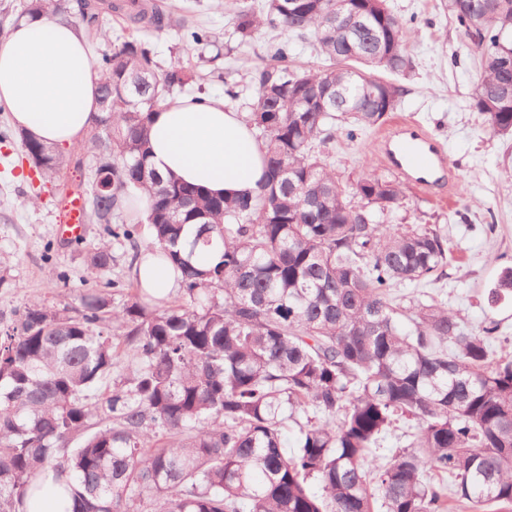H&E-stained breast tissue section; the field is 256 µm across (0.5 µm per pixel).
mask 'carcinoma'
<instances>
[{"label":"carcinoma","mask_w":512,"mask_h":512,"mask_svg":"<svg viewBox=\"0 0 512 512\" xmlns=\"http://www.w3.org/2000/svg\"><path fill=\"white\" fill-rule=\"evenodd\" d=\"M77 24L123 14L143 28L165 17L143 0H79ZM480 74L472 108L512 135V0H448ZM267 31L270 62L255 78L248 122L265 148L256 195L225 197L148 166L152 112L190 82L162 68L149 42L120 36L95 58L102 115L64 155L19 133L50 179L94 152L83 202L106 236L143 195L155 259L178 273L173 304L137 288L119 310L90 289L81 308L33 301L0 331V512H21L48 480L74 512H512V358L500 323L470 328L435 297L405 303L393 287L433 282L455 260L437 224H391L399 182L343 181L317 145L384 123L406 89L408 24L387 0H265L240 9L248 44ZM329 67L292 64L291 38ZM359 202H353V199ZM107 242L86 253L101 277ZM512 299V268L488 292ZM127 361L123 381L101 386ZM296 427L294 447L282 429ZM402 423L408 444L383 453Z\"/></svg>","instance_id":"1"}]
</instances>
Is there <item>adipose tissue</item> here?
Wrapping results in <instances>:
<instances>
[{"mask_svg": "<svg viewBox=\"0 0 512 512\" xmlns=\"http://www.w3.org/2000/svg\"><path fill=\"white\" fill-rule=\"evenodd\" d=\"M101 76L82 31L50 15L22 18L0 42V101L16 128L54 145L83 140L100 115ZM148 163L160 176L227 197L252 195L264 153L244 113L181 98L153 113Z\"/></svg>", "mask_w": 512, "mask_h": 512, "instance_id": "1", "label": "adipose tissue"}]
</instances>
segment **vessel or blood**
I'll return each instance as SVG.
<instances>
[{
  "label": "vessel or blood",
  "mask_w": 512,
  "mask_h": 512,
  "mask_svg": "<svg viewBox=\"0 0 512 512\" xmlns=\"http://www.w3.org/2000/svg\"><path fill=\"white\" fill-rule=\"evenodd\" d=\"M385 158L425 189H432L446 171L448 161L429 135L400 127L382 140Z\"/></svg>",
  "instance_id": "vessel-or-blood-1"
}]
</instances>
